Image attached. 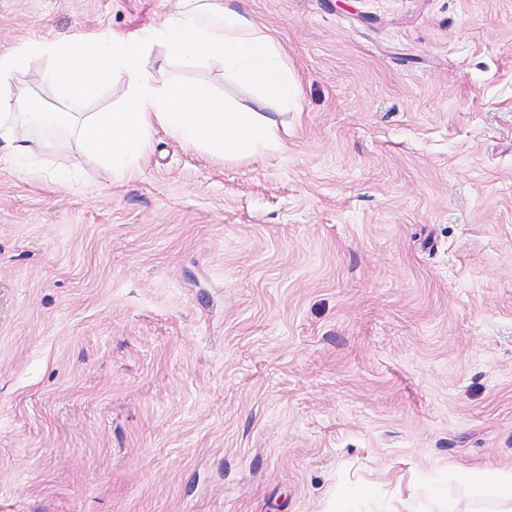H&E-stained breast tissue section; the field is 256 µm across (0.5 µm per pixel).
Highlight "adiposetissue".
I'll return each mask as SVG.
<instances>
[{"label": "adipose tissue", "instance_id": "adipose-tissue-1", "mask_svg": "<svg viewBox=\"0 0 512 512\" xmlns=\"http://www.w3.org/2000/svg\"><path fill=\"white\" fill-rule=\"evenodd\" d=\"M35 57L44 60L43 77L56 89L62 111L29 112L31 90L18 74ZM171 60L186 67L222 61L225 73L260 95L252 105L231 107L200 84L156 85L151 66ZM119 71L129 81L123 104L85 111ZM297 94L279 44L255 24L242 0H176L159 27L134 39L103 32L37 48L22 44L0 55V151L21 172L36 176L35 157L71 139L109 163L115 179L128 180L141 169L160 128L221 158L257 159L287 149L268 108L289 106Z\"/></svg>", "mask_w": 512, "mask_h": 512}]
</instances>
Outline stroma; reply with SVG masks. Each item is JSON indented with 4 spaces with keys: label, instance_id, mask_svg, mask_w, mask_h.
I'll list each match as a JSON object with an SVG mask.
<instances>
[{
    "label": "stroma",
    "instance_id": "obj_1",
    "mask_svg": "<svg viewBox=\"0 0 512 512\" xmlns=\"http://www.w3.org/2000/svg\"><path fill=\"white\" fill-rule=\"evenodd\" d=\"M175 2L0 0V54ZM245 5L286 151L0 161V512H479L512 470V0Z\"/></svg>",
    "mask_w": 512,
    "mask_h": 512
}]
</instances>
